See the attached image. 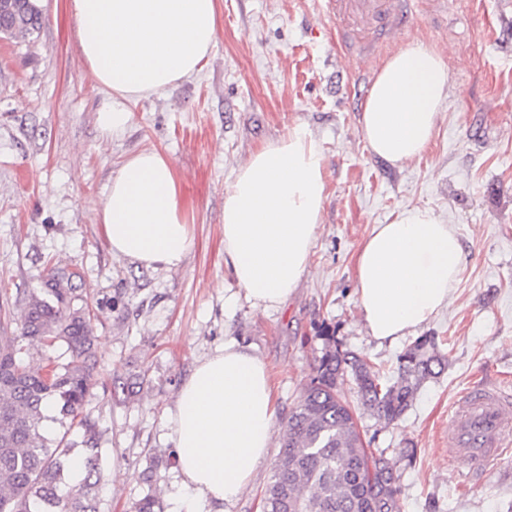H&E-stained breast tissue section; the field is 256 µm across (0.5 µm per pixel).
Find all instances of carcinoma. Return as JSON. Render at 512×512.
Listing matches in <instances>:
<instances>
[{"mask_svg": "<svg viewBox=\"0 0 512 512\" xmlns=\"http://www.w3.org/2000/svg\"><path fill=\"white\" fill-rule=\"evenodd\" d=\"M0 12V32L26 37L39 29L32 0H13ZM77 273L50 265L49 288H32L20 314L21 337L0 335V512H100L102 449L97 423L86 411L93 388L94 336L91 318L76 307ZM316 359L314 376L289 415L286 435L263 495V512H401V463L411 465L416 450L395 456L359 447L355 411L338 385L351 379L362 407L386 423L412 406L420 385L444 371L446 358L437 337H418L399 356L397 376L380 372L344 349L329 328ZM30 345L66 347L69 360L44 373V366L20 357L18 339ZM54 405L61 419L85 431L86 447L49 444L41 433L42 409ZM84 478L68 482L75 462Z\"/></svg>", "mask_w": 512, "mask_h": 512, "instance_id": "1", "label": "carcinoma"}]
</instances>
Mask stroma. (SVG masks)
Here are the masks:
<instances>
[{"instance_id":"stroma-1","label":"stroma","mask_w":512,"mask_h":512,"mask_svg":"<svg viewBox=\"0 0 512 512\" xmlns=\"http://www.w3.org/2000/svg\"><path fill=\"white\" fill-rule=\"evenodd\" d=\"M36 4L42 23L32 36L0 34V303L10 302L9 329L19 334L18 291L40 287L52 262L78 274L95 314L88 410L101 447L125 469L117 478L104 469L100 512H134L148 493L172 512L179 470L165 409L229 339L269 363L279 412L270 459L222 510L263 512L322 329L393 376L407 344L366 336L352 258L372 225L420 207L455 225L469 256L448 309L422 329L437 336L448 365L400 420L362 410L359 425L369 447L417 451L401 478L402 512H512V449L467 482L441 445L460 392L491 382L512 394V0H419L401 39L440 54L448 97L428 153L401 166L372 156L359 133L364 73L395 49L349 61L322 0H217V37L201 70L126 102V128L111 139L97 122L110 97L81 56L68 0ZM297 124L324 151L327 198L308 274L285 306L262 312L224 264V189L255 148ZM149 150L175 167L192 226L195 246L176 269L114 257L96 216L120 164ZM120 378L137 381L136 393L115 390Z\"/></svg>"}]
</instances>
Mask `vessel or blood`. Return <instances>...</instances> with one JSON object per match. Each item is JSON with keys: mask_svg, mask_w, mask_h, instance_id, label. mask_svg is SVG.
Returning a JSON list of instances; mask_svg holds the SVG:
<instances>
[{"mask_svg": "<svg viewBox=\"0 0 512 512\" xmlns=\"http://www.w3.org/2000/svg\"><path fill=\"white\" fill-rule=\"evenodd\" d=\"M348 53L370 55L414 21L412 0H324ZM512 447V396L482 384L458 396L451 406L448 454L461 461L467 478L485 475Z\"/></svg>", "mask_w": 512, "mask_h": 512, "instance_id": "1", "label": "vessel or blood"}]
</instances>
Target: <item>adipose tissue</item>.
Here are the masks:
<instances>
[{
	"mask_svg": "<svg viewBox=\"0 0 512 512\" xmlns=\"http://www.w3.org/2000/svg\"><path fill=\"white\" fill-rule=\"evenodd\" d=\"M217 0H71L81 54L110 97L135 99L196 74L217 36ZM448 96V68L419 40L378 70L363 104L366 149L421 159ZM325 156L304 125L255 149L224 194V263L252 308L284 305L307 272L327 197ZM114 255L179 267L193 235L178 173L161 152L127 159L96 207ZM467 262L455 225L433 209L373 225L354 257L366 333L395 343L448 308ZM278 406L267 363L235 341L200 361L169 407L181 482L176 512L236 501L272 446Z\"/></svg>",
	"mask_w": 512,
	"mask_h": 512,
	"instance_id": "obj_1",
	"label": "adipose tissue"
}]
</instances>
